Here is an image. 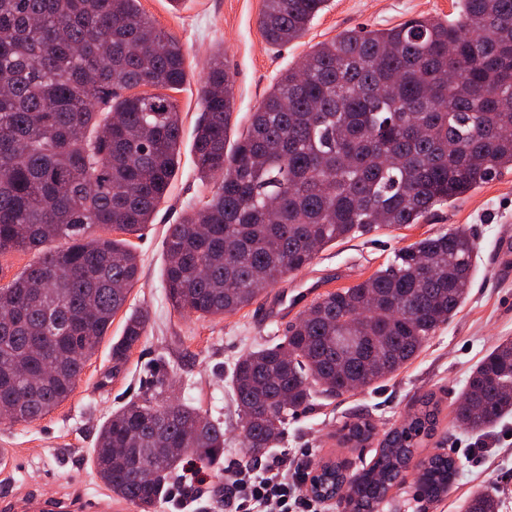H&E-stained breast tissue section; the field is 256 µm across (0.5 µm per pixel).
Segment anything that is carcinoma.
<instances>
[{"mask_svg":"<svg viewBox=\"0 0 512 512\" xmlns=\"http://www.w3.org/2000/svg\"><path fill=\"white\" fill-rule=\"evenodd\" d=\"M455 3L453 21L413 18L315 44L280 72L230 151L233 77L224 51L213 54L193 147L200 178L216 188L167 230L174 310L199 319L240 310L327 246L417 224L512 170V0ZM139 5L0 0V256L36 255L0 286V410L13 412L11 424L68 398L140 279L131 242L96 229L133 235L151 223L179 165L182 122L165 91L187 80L183 50ZM326 6L263 0L264 41L301 39ZM477 250L460 227L419 239L366 280L313 301L284 342L239 359L243 457L276 447L288 417L315 396L370 388L409 363L466 300ZM147 320L125 317L113 368L141 344ZM453 412L472 432L512 413V340L481 359ZM439 414L425 394L369 465L350 477L322 465L327 499L342 512H383ZM375 435L364 419L341 430L351 446ZM222 455L221 423L151 394L101 425L92 466L113 495L152 512L184 463ZM416 467L417 500L448 495L452 457L435 453ZM497 509L484 488L465 512Z\"/></svg>","mask_w":512,"mask_h":512,"instance_id":"1","label":"carcinoma"}]
</instances>
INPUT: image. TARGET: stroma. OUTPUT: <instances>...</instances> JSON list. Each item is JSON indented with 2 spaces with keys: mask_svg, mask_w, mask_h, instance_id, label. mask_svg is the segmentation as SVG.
<instances>
[{
  "mask_svg": "<svg viewBox=\"0 0 512 512\" xmlns=\"http://www.w3.org/2000/svg\"><path fill=\"white\" fill-rule=\"evenodd\" d=\"M263 0H140L141 10L184 50L187 81L174 98L182 120L178 170L151 224L131 241L141 277L128 295L124 313L116 314L107 337L87 363L67 400L30 424L0 425V455L16 459L0 477V497L37 496L47 501L89 498L104 492L91 463L100 425L125 403L166 383L164 399L197 407L223 422L224 455L219 466L188 465L197 512H224L217 493L218 467L242 461L241 420L231 389L237 360L255 347L284 340L288 326L268 321L259 311L282 294H295L312 282L325 291L366 280L392 261L398 251L424 238L461 226L479 244L472 287L448 324L441 326L418 355L376 388L337 398L316 397L305 411L290 416L269 458L285 457L301 472H316L333 462L352 474L371 461L379 446L372 440L351 448L339 440L346 423L369 419L378 433L398 426L418 407L419 398L434 394L441 413L434 437L419 456L449 453L458 475L447 497L427 512H464L471 492L495 489L497 512H512V415L487 432L456 427L453 408L480 360L501 340L512 339V170L504 171L452 202L436 206L420 223L382 227L326 247L310 265L284 282L261 292L251 305L224 317L199 319L177 312L164 288V239L169 225L211 196L214 182L202 181L194 162L193 135L201 115L199 88L206 62L223 49L224 63L235 79L231 131L246 128L280 71L295 64L316 43L352 28L383 29L413 17L456 18L455 0H328L299 42L275 50L263 40L258 16ZM148 314L146 334L128 361L112 366V340L120 335L125 312Z\"/></svg>",
  "mask_w": 512,
  "mask_h": 512,
  "instance_id": "35a3bbf8",
  "label": "stroma"
}]
</instances>
